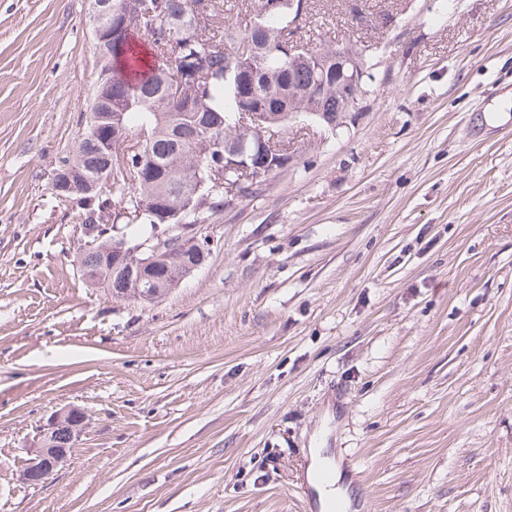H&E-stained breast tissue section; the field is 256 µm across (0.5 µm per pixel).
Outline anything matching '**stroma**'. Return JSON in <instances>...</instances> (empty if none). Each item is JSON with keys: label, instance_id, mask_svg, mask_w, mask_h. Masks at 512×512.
I'll return each mask as SVG.
<instances>
[{"label": "stroma", "instance_id": "1", "mask_svg": "<svg viewBox=\"0 0 512 512\" xmlns=\"http://www.w3.org/2000/svg\"><path fill=\"white\" fill-rule=\"evenodd\" d=\"M308 0L377 88L213 216L204 265L115 299L52 194L97 77L86 0H0V512H512V0ZM76 406L68 466L22 479Z\"/></svg>", "mask_w": 512, "mask_h": 512}]
</instances>
